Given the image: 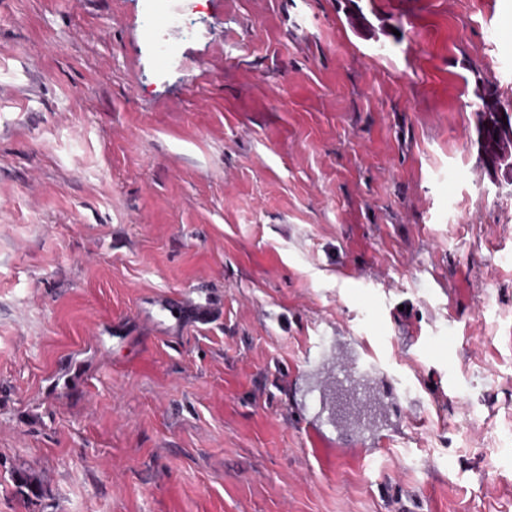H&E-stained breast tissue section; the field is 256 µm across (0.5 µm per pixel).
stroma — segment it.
Listing matches in <instances>:
<instances>
[{
	"mask_svg": "<svg viewBox=\"0 0 512 512\" xmlns=\"http://www.w3.org/2000/svg\"><path fill=\"white\" fill-rule=\"evenodd\" d=\"M147 3L0 0V512H512V0ZM151 12L145 17L142 26L145 35L152 41L153 47L162 59L172 58L176 53V45L157 38V32L163 24L181 31L185 35L192 34L193 18L185 11L169 12L166 0H152ZM475 94L482 103V110L477 113L476 132L484 164L487 159L501 164L512 162V118L507 126L502 125L499 119L501 110L507 108L501 105L495 90L480 78ZM494 134H497V139H494Z\"/></svg>",
	"mask_w": 512,
	"mask_h": 512,
	"instance_id": "obj_1",
	"label": "stroma"
}]
</instances>
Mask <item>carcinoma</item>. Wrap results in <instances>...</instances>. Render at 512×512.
<instances>
[{"mask_svg": "<svg viewBox=\"0 0 512 512\" xmlns=\"http://www.w3.org/2000/svg\"><path fill=\"white\" fill-rule=\"evenodd\" d=\"M476 96L481 100L482 110L477 113V141L482 159L507 164L512 162V121L501 124V105L495 90L483 80H478Z\"/></svg>", "mask_w": 512, "mask_h": 512, "instance_id": "carcinoma-1", "label": "carcinoma"}]
</instances>
